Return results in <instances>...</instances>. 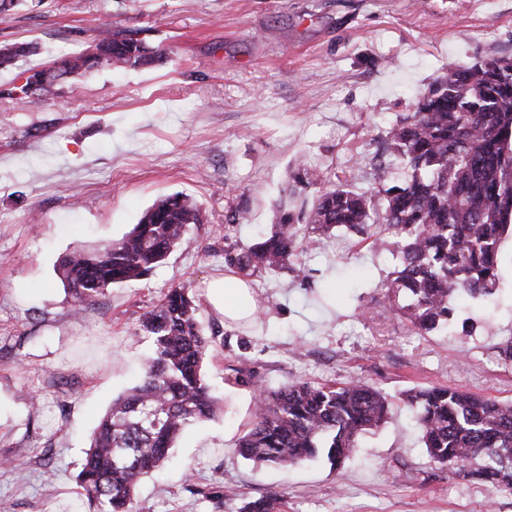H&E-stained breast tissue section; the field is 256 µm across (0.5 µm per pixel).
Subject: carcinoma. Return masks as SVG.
I'll return each mask as SVG.
<instances>
[{"instance_id":"obj_1","label":"carcinoma","mask_w":512,"mask_h":512,"mask_svg":"<svg viewBox=\"0 0 512 512\" xmlns=\"http://www.w3.org/2000/svg\"><path fill=\"white\" fill-rule=\"evenodd\" d=\"M88 52L53 67L16 75L7 95L39 107L64 78L96 68L116 71L164 63L165 56L136 33L103 22ZM35 52L30 42L0 45V68ZM382 153L399 160L401 183L388 185L392 163L374 165V187L358 192L348 181L298 163L292 188L320 186L313 201L279 210L266 239L243 246L224 235V263L244 279L291 267L303 279L300 255L324 236L352 231L372 244L396 238L400 267L386 296L403 290L396 306L420 333L453 322L455 299L492 295L498 255L512 232V58L459 65L419 97L414 111L386 130ZM201 210L181 193L156 197L137 224L103 247L74 252L60 274L79 313L106 290L146 279L179 244ZM199 307L186 285L172 288L141 318L151 353L137 384L112 400L100 419L77 475L95 512H133L141 479L161 466L177 437L217 412L202 372L209 347ZM234 382L254 394L253 419L240 437V455L282 468L323 458L335 469L363 435L389 419L391 402L360 379L340 384L291 381L270 390L253 371L235 369ZM403 402L415 411L430 462L498 490H512V402L455 387L413 388ZM282 495L250 500L241 512H280Z\"/></svg>"}]
</instances>
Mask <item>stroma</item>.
<instances>
[{"label":"stroma","instance_id":"stroma-1","mask_svg":"<svg viewBox=\"0 0 512 512\" xmlns=\"http://www.w3.org/2000/svg\"><path fill=\"white\" fill-rule=\"evenodd\" d=\"M164 50L163 66L91 71L26 111L4 89L17 73L88 50L96 21ZM37 54L0 69V512H88L76 476L113 399L148 353L142 315L188 285L212 342L203 374L215 416L187 428L165 466L141 480L135 512H240L276 491L281 512H512L496 491L431 463L403 390L452 386L512 400V240L499 288L459 296L460 327L421 334L392 317L383 284L397 268L340 231L288 269L253 278L254 315L206 297L224 276V226L250 244L270 230L298 160L372 186L389 124L449 69L512 57V0H18L0 43ZM202 209L151 278L108 289L82 314L58 268L121 238L159 195ZM247 368L267 387L359 376L388 394L391 417L339 468L253 466L236 442L253 411ZM25 470V483L16 480Z\"/></svg>","mask_w":512,"mask_h":512}]
</instances>
